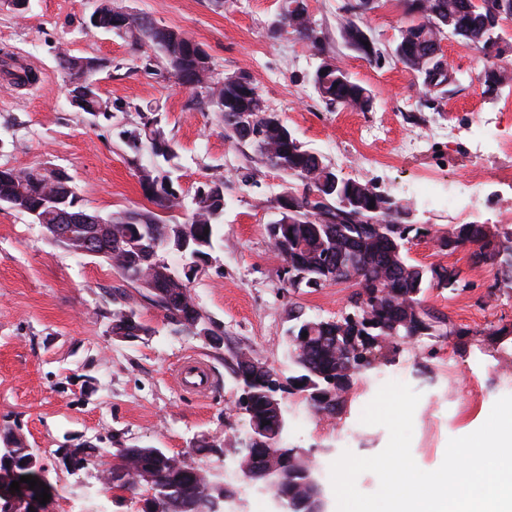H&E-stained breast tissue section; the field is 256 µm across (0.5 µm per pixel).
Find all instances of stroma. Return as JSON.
Returning <instances> with one entry per match:
<instances>
[{"label": "stroma", "mask_w": 512, "mask_h": 512, "mask_svg": "<svg viewBox=\"0 0 512 512\" xmlns=\"http://www.w3.org/2000/svg\"><path fill=\"white\" fill-rule=\"evenodd\" d=\"M345 0H306L324 33L322 50L294 34L271 37L280 0H113L115 7L182 30L201 44L216 74L241 72L258 88L306 148L340 176L370 183L413 204L412 224L442 234L458 224L512 225V182H479L475 152L487 168L512 166V91L494 99L480 78L490 63L512 71V21L504 22L509 49L497 60L454 38L440 58L456 80L426 103L421 76L391 57L408 20L404 0H381L360 23L383 55L368 62L347 47L338 31ZM97 0H30L25 18L0 5V55L33 66L40 77L17 87L0 74V166L63 170L82 204L106 216L146 207L137 171L124 144L140 122L139 105L160 108L175 156L174 173L186 194L213 173L224 175V216L206 265L191 292L224 345L174 332L162 314L102 258L73 253L51 240L31 216L0 205V428L15 430L46 468L53 488L45 512H77L76 498H99L104 512H142L146 490L117 494L102 481L119 448L153 447L223 480L236 491L230 512H283L272 493L238 476L224 453L230 437L247 432L246 415L231 405L238 387L233 353H251L281 377L293 373L287 336L292 316L333 319L350 309L348 285L289 289L282 256L267 227L287 178L265 166L253 146L227 136L218 113L185 110L192 91L171 76L162 55L146 41L85 27ZM106 60L97 72L99 94L111 118L76 111L66 99L58 48ZM329 59L369 88L373 108L350 112L327 107L309 78ZM251 172L249 183L240 173ZM458 211H449V193ZM409 256L424 265L459 268L469 286L449 295L427 289L422 306L449 316L466 337L420 336L391 362L369 370L345 395L333 418L317 416L302 394L283 393L284 442L309 452L326 498H333L330 466L343 452H380L386 428L366 425L365 406L384 384L398 381L420 393L413 417L411 453L425 471L440 467L449 439L464 436L479 412L512 395V288L491 269L469 264L468 249L442 253L426 238L412 241ZM124 288L150 330L132 340L112 337V312ZM204 359L215 379L208 398L182 390L172 368L188 356ZM350 432L346 443L336 434ZM70 448L92 451L90 464L73 468Z\"/></svg>", "instance_id": "obj_1"}]
</instances>
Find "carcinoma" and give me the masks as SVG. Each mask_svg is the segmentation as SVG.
I'll list each match as a JSON object with an SVG mask.
<instances>
[{"label":"carcinoma","instance_id":"1","mask_svg":"<svg viewBox=\"0 0 512 512\" xmlns=\"http://www.w3.org/2000/svg\"><path fill=\"white\" fill-rule=\"evenodd\" d=\"M303 0H282L277 24L270 30L276 38L284 31L294 33L316 50L323 37L308 10L299 8ZM409 22L402 26L392 54L404 67L423 76V88L429 92L447 81L445 70L438 66L436 52L444 34L475 46L486 56H501L499 30L504 20L512 19V0H407ZM363 13L361 0L343 7L338 31L341 40L369 62L381 58L375 40H366V31L356 16ZM159 28L148 16L125 13L104 0L89 16L86 29L126 36L136 43L144 38L157 47L166 59L171 75L180 83L195 82L197 95L185 104L189 111L208 108L219 113L228 137L252 144L262 162L294 180L284 193L294 210L280 216L278 231L269 235L274 249L284 254L286 274L319 278V286L352 283L359 291L351 297L353 313L335 320L306 319L294 316L290 329L289 356L296 374L288 385L305 394L318 414L333 417L343 403L355 377L374 369L380 358L398 351L401 345L418 336H466L469 331L449 319L422 307V295L428 288L462 291L468 283L461 271L441 264L423 266L408 258L407 244L412 238L425 237L428 230L408 223L409 204L389 193L376 190L369 183L344 178L326 164L322 157L307 149L281 117L264 104L262 97L251 94L252 82L243 73L215 74L210 59L197 56L196 41L182 31L167 28L166 39L154 41L152 32ZM59 70L66 83L70 103L90 115L109 116L112 103L97 89L82 82L87 71H100L107 62L91 57H77L62 50L57 55ZM0 72L16 86L38 82L35 70L17 59H1ZM311 83L321 100L330 107L367 112L372 106L370 90L349 75L331 72L313 73ZM484 94L493 96L512 84V74L496 64L482 76ZM142 113L140 126L126 132L132 152L131 164L137 170L140 186L161 188L160 194L146 199L158 211L175 212L185 207L184 190L173 176L168 163L174 150L165 138L161 118L153 106H135ZM150 151L159 161L141 164V153ZM78 199L70 178L54 176L46 169L0 167V204L33 217L37 224H55L59 211ZM79 213L90 223L105 222L110 251L104 261L113 269L124 271L122 279L132 283L138 274L149 278L151 268L142 264L139 251L141 231L154 228L158 236L175 231L178 224L165 222L158 211L126 210L103 217L78 206ZM224 212V176L213 175L210 185L197 187L191 199L190 217L184 227L204 242L198 252L207 257L213 248L216 226ZM439 251H455L469 245L471 264L496 271L500 282L512 288V226L509 224H459L437 237ZM165 293L147 297L150 304L163 312L164 319L176 332L185 328L184 320L200 314L189 281L180 272L164 285ZM309 327V338L298 345L294 337ZM232 372L239 385L248 388L249 410L255 418L268 422L265 429L283 435L287 426L284 411L270 409L266 393L279 383L268 370L256 367L243 352L233 356ZM336 389L333 403L321 406L317 393ZM150 463L147 456H132L112 467V487L133 490L131 465ZM301 460H288V484L279 490L286 512H305L302 503L309 497L310 475ZM201 476L171 464L159 469L149 502L155 510L143 512H211L210 500L197 491Z\"/></svg>","mask_w":512,"mask_h":512}]
</instances>
